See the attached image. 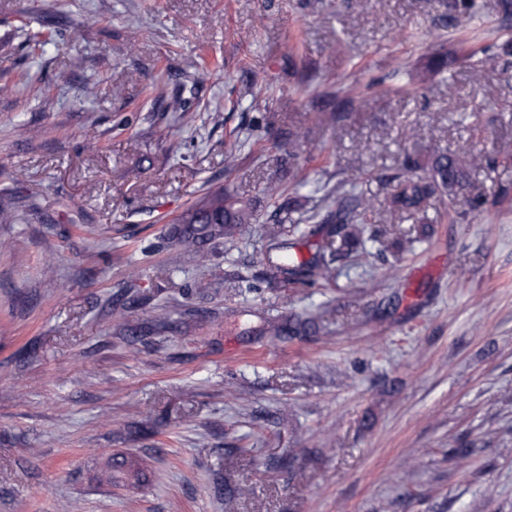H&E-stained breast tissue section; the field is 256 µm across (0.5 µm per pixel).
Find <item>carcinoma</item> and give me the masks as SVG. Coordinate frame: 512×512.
<instances>
[{
	"mask_svg": "<svg viewBox=\"0 0 512 512\" xmlns=\"http://www.w3.org/2000/svg\"><path fill=\"white\" fill-rule=\"evenodd\" d=\"M445 7L453 20L454 27H467L474 17L473 0H447ZM172 111L179 113L183 127L192 128L197 122V113L175 99L170 104ZM485 157L473 154L465 160L454 155L438 153L426 166L418 161L407 159L405 168L409 174L398 181L395 192L389 198V208L393 211L417 214L426 210L431 199L448 196L449 206L458 205L457 194L464 187L466 170L483 164ZM371 203L353 197L344 186L328 191L312 206L304 208L297 199L281 203L275 210L268 239L273 242L274 252L267 256V263L273 277L290 284L309 281L330 284L336 281L338 272L334 265V254L343 251L347 254L357 250L365 233ZM298 217H293V214ZM251 215L249 209L229 194L222 192L209 195L201 203L187 209L170 228L165 237L166 267L170 274L182 268L184 258L192 256L201 267L208 265L210 256L201 243H220L236 235L243 236L249 230ZM17 220V212L8 192L0 193V224H12ZM325 224V243L322 250L310 259L301 258L293 251L295 244L287 237L302 239L313 233L308 224ZM182 304L173 299L152 308L150 322L163 327L180 314ZM133 468L132 462L123 459L110 460L102 470L101 478L112 482L116 473L123 468Z\"/></svg>",
	"mask_w": 512,
	"mask_h": 512,
	"instance_id": "cac0c4a2",
	"label": "carcinoma"
}]
</instances>
